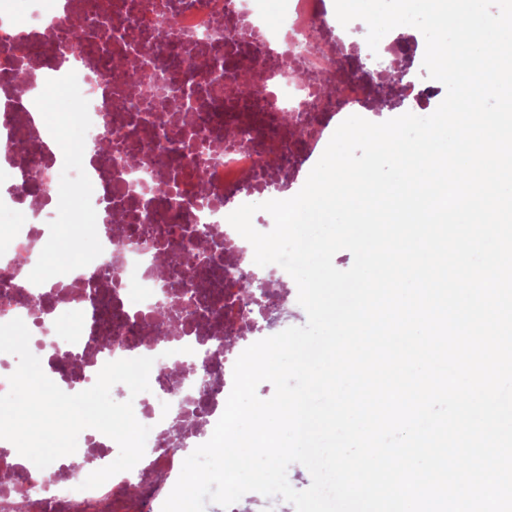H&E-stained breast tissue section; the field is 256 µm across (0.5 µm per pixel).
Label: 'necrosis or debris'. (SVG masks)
Wrapping results in <instances>:
<instances>
[{
	"label": "necrosis or debris",
	"mask_w": 512,
	"mask_h": 512,
	"mask_svg": "<svg viewBox=\"0 0 512 512\" xmlns=\"http://www.w3.org/2000/svg\"><path fill=\"white\" fill-rule=\"evenodd\" d=\"M71 20L55 0H0V165L14 179L0 188V206L60 211L57 183L94 184L78 208L86 223L14 225L0 254V324L19 318L29 347L62 391L92 387L110 361L154 358L150 395L135 398L134 414L153 432L135 467L101 486L83 488L81 467L103 468L117 443L101 432H80L77 453L34 470L17 450L0 456V512H162L184 460L209 439L233 386L239 355L256 340L252 327L288 298L260 305L242 302L245 274L283 282L281 266L254 262L249 242L227 217L267 184L290 186V156L327 138L323 120L339 94L340 112L372 109L370 80L335 70L348 28L335 20L334 0H286L282 13L267 0H181L168 29L167 0H75ZM108 30L111 39L93 54L71 34ZM201 57L183 69L185 54ZM124 60L141 81L177 74L162 105L129 95L112 65ZM72 88L83 110L37 127L45 109V71ZM266 73L263 93H251L235 121L227 102L239 75ZM29 132L16 153V128ZM76 129L81 143L104 139L82 165L60 163L50 149L59 132ZM211 227L224 246L205 278L188 259L200 249L198 229ZM65 250L58 281L39 288L44 242ZM73 326L58 336L57 318ZM210 357L208 379L196 375L199 354ZM183 415L184 443L160 446L158 433Z\"/></svg>",
	"instance_id": "obj_1"
}]
</instances>
